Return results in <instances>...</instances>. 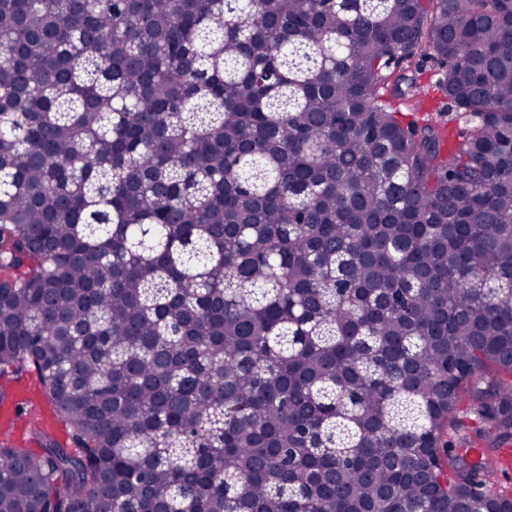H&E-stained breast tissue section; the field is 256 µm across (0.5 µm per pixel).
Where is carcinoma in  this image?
Returning <instances> with one entry per match:
<instances>
[{"mask_svg": "<svg viewBox=\"0 0 512 512\" xmlns=\"http://www.w3.org/2000/svg\"><path fill=\"white\" fill-rule=\"evenodd\" d=\"M431 57L444 113L407 73ZM0 512H512V0H0Z\"/></svg>", "mask_w": 512, "mask_h": 512, "instance_id": "obj_1", "label": "carcinoma"}]
</instances>
